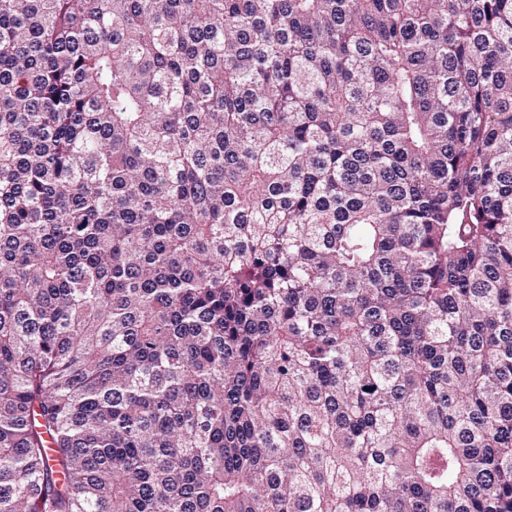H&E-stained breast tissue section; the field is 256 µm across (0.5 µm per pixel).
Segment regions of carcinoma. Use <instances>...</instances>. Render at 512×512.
<instances>
[{
  "label": "carcinoma",
  "instance_id": "1",
  "mask_svg": "<svg viewBox=\"0 0 512 512\" xmlns=\"http://www.w3.org/2000/svg\"><path fill=\"white\" fill-rule=\"evenodd\" d=\"M0 512H512V0H0Z\"/></svg>",
  "mask_w": 512,
  "mask_h": 512
}]
</instances>
